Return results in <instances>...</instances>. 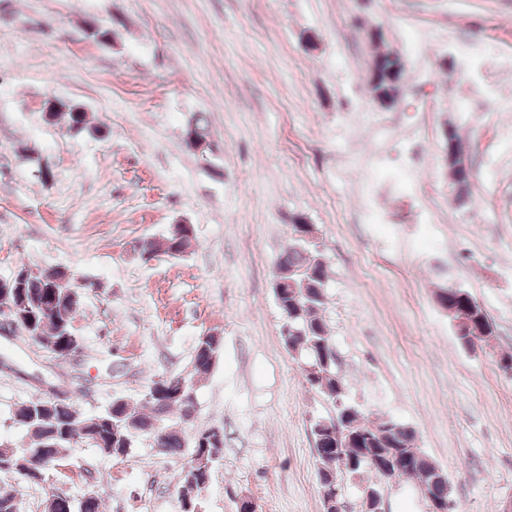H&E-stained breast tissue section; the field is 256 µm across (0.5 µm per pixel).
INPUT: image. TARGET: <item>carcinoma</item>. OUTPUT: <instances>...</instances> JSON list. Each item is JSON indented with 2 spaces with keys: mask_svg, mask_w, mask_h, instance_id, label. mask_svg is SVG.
<instances>
[{
  "mask_svg": "<svg viewBox=\"0 0 512 512\" xmlns=\"http://www.w3.org/2000/svg\"><path fill=\"white\" fill-rule=\"evenodd\" d=\"M60 118L65 119L68 128L74 132L91 136L101 133L90 123L88 113L75 112L71 106L50 113L46 121L54 123ZM188 130L195 140L209 141V125L205 117L192 119ZM448 173L456 200L466 201L469 197V168L454 160L448 162ZM314 232L316 228L303 223L299 216L289 224L288 249L279 258L277 269L285 272V278L291 280L292 285L283 289L279 312L288 315L286 346L296 356L305 384L334 402L338 398L346 399V384L337 368L336 348L324 317L328 264L318 245L305 239ZM194 237L193 229H172L150 241L143 253L175 257L185 251ZM19 271L26 272L24 279H13L9 288L0 287V316L10 313L21 334L61 360L76 353L80 340L74 322L81 293L71 270L61 265L48 268L23 265ZM440 298L448 302V308L471 320L477 329L469 336L458 337L464 347L487 341L480 332L482 328L495 335L493 321L468 291L444 288ZM220 350L221 337L202 336L195 348L191 376H166L158 380L160 387H149L142 398L116 396L96 412H83L73 403L60 406L53 400L31 398L22 402L14 411V422L25 433L28 454L11 458L9 453L14 445L0 442V479H18L33 485L36 463L45 455L56 459L57 473L63 476L71 465L73 452L80 446L95 448L103 456L121 461L138 442L149 439L164 455H190L189 464L198 475L191 480L185 471H180L181 501L199 502V494L205 489L204 479L210 478L206 471L211 462V449L224 447V435L189 436L184 425L195 417L196 385L200 377L212 369ZM343 421L336 413L318 419L312 425L318 430L314 437L321 498H327L333 491L327 474L338 473L341 464L347 474H353L350 461L363 451L376 459L399 457L396 476L413 480L417 489L433 498L448 491L447 473L416 445V435L411 428L396 420L390 427L381 421L371 422L357 411L345 422L366 433L369 440L361 445L346 440L338 448L336 423ZM53 512H103V502L97 495L73 500L59 494Z\"/></svg>",
  "mask_w": 512,
  "mask_h": 512,
  "instance_id": "obj_1",
  "label": "carcinoma"
}]
</instances>
